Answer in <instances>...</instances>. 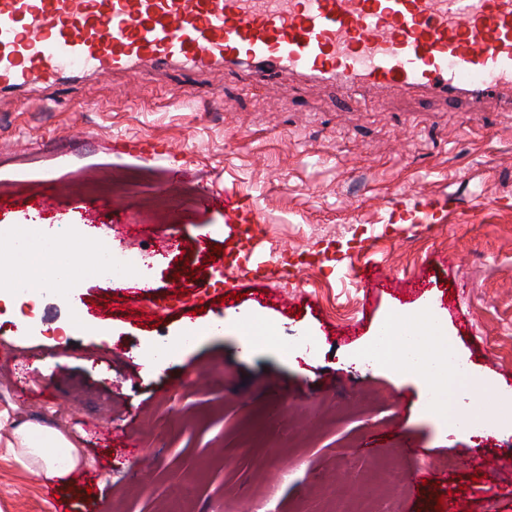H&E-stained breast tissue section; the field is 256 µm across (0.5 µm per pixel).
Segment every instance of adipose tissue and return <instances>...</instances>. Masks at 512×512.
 Here are the masks:
<instances>
[{"instance_id": "1", "label": "adipose tissue", "mask_w": 512, "mask_h": 512, "mask_svg": "<svg viewBox=\"0 0 512 512\" xmlns=\"http://www.w3.org/2000/svg\"><path fill=\"white\" fill-rule=\"evenodd\" d=\"M17 235L23 243L12 249L9 267L16 275L29 279L35 288L63 287L78 273L96 270V262L86 259L90 246L81 239L60 242L48 230L31 235L21 229ZM363 354L373 365L415 376L425 388L440 393V411L451 409L456 417H464V410L455 409L452 400L459 381L448 362V338L440 323L429 319L426 313L391 314L364 347ZM4 428L9 431L6 445L19 460L58 483H68L70 474L82 464L77 446L58 428L0 419V430Z\"/></svg>"}]
</instances>
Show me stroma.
I'll list each match as a JSON object with an SVG mask.
<instances>
[{
	"instance_id": "1",
	"label": "stroma",
	"mask_w": 512,
	"mask_h": 512,
	"mask_svg": "<svg viewBox=\"0 0 512 512\" xmlns=\"http://www.w3.org/2000/svg\"><path fill=\"white\" fill-rule=\"evenodd\" d=\"M2 186L0 227L70 224L123 253L157 249L165 224L177 242L153 293L186 264L209 282L158 318L94 276L0 305V411L58 426L90 461L59 491L67 512H321L318 480L359 498L387 467L432 472L401 512L445 493L512 512V428L449 431L415 377L350 361L387 315L431 302L476 379L512 391V112L497 100L343 101L329 81L245 67L78 78L0 98ZM209 190L251 197L258 223H228L200 203ZM389 276L411 285L366 300ZM230 309L272 343L242 357L229 328L145 371L148 344ZM407 442L424 458L400 455ZM46 482L0 443V512H53Z\"/></svg>"
}]
</instances>
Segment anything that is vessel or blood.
Listing matches in <instances>:
<instances>
[{
    "label": "vessel or blood",
    "mask_w": 512,
    "mask_h": 512,
    "mask_svg": "<svg viewBox=\"0 0 512 512\" xmlns=\"http://www.w3.org/2000/svg\"><path fill=\"white\" fill-rule=\"evenodd\" d=\"M217 65L512 107V0H0V93ZM203 201L251 221L249 198Z\"/></svg>",
    "instance_id": "vessel-or-blood-1"
}]
</instances>
